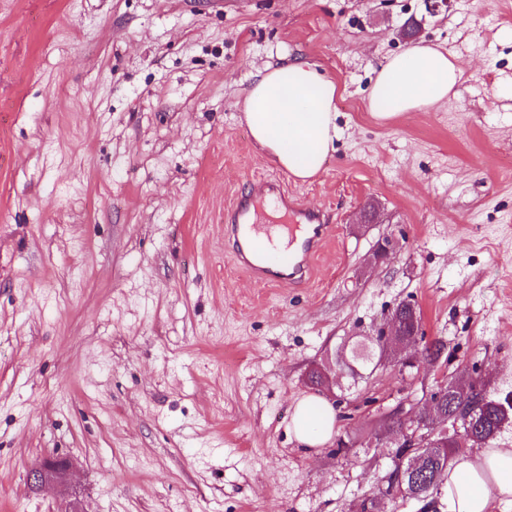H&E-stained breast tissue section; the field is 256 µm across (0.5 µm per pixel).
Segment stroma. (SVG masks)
I'll list each match as a JSON object with an SVG mask.
<instances>
[{"instance_id": "obj_1", "label": "stroma", "mask_w": 512, "mask_h": 512, "mask_svg": "<svg viewBox=\"0 0 512 512\" xmlns=\"http://www.w3.org/2000/svg\"><path fill=\"white\" fill-rule=\"evenodd\" d=\"M451 3L0 0V512H351L391 467L381 415L435 368L340 373L320 447L288 422L310 368L403 302L447 374L512 394V0ZM414 39L463 79L379 121L376 72ZM291 59L338 90L305 182L241 110ZM258 179L331 214L301 281L233 259L225 217ZM50 458L66 482L31 489Z\"/></svg>"}]
</instances>
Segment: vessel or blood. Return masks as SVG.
Returning a JSON list of instances; mask_svg holds the SVG:
<instances>
[{
  "mask_svg": "<svg viewBox=\"0 0 512 512\" xmlns=\"http://www.w3.org/2000/svg\"><path fill=\"white\" fill-rule=\"evenodd\" d=\"M283 194L279 182H256L228 214L226 229L235 243L234 259L261 281L276 282L285 276L303 279L329 232L319 210L291 204L286 207L289 223H267L262 199Z\"/></svg>",
  "mask_w": 512,
  "mask_h": 512,
  "instance_id": "b4317fda",
  "label": "vessel or blood"
}]
</instances>
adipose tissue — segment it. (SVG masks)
I'll return each mask as SVG.
<instances>
[{"instance_id":"adipose-tissue-1","label":"adipose tissue","mask_w":512,"mask_h":512,"mask_svg":"<svg viewBox=\"0 0 512 512\" xmlns=\"http://www.w3.org/2000/svg\"><path fill=\"white\" fill-rule=\"evenodd\" d=\"M463 71L437 47L414 43L380 66L367 100L369 112L387 121L424 112L447 100ZM337 88L308 62L286 61L260 71L242 110L254 143L280 167L305 181L319 174L336 150ZM336 413L324 399L298 402L288 425L296 440L315 448L334 433ZM512 502V448L491 444L448 470L438 512H490L491 497Z\"/></svg>"}]
</instances>
